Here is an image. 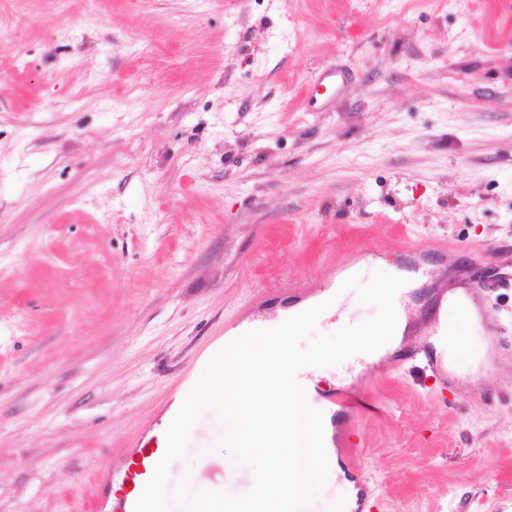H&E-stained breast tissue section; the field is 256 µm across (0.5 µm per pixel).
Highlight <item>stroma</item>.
<instances>
[{"instance_id": "stroma-1", "label": "stroma", "mask_w": 512, "mask_h": 512, "mask_svg": "<svg viewBox=\"0 0 512 512\" xmlns=\"http://www.w3.org/2000/svg\"><path fill=\"white\" fill-rule=\"evenodd\" d=\"M351 269L415 274L424 326L486 282L496 320L447 402L373 367L349 465L386 512H512V0H0V512H112L199 358ZM224 428L168 489H253ZM347 83V77L344 71L339 69H329L323 71L317 79V82L300 97V105L304 112H326L336 100V95L327 96L321 93V87L325 90L333 89L334 92H340Z\"/></svg>"}]
</instances>
